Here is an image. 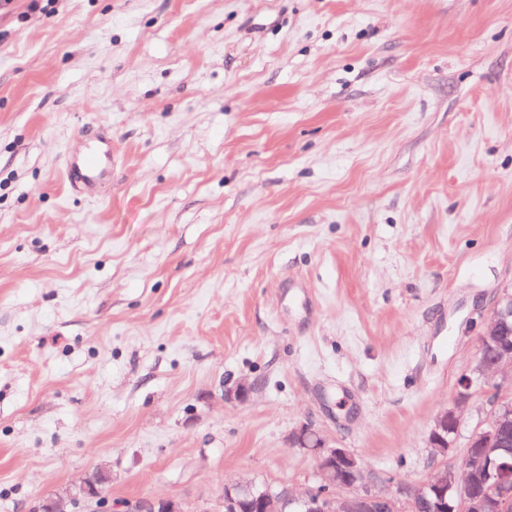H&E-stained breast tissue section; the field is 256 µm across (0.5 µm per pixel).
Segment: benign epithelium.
I'll return each instance as SVG.
<instances>
[{"label":"benign epithelium","instance_id":"benign-epithelium-1","mask_svg":"<svg viewBox=\"0 0 512 512\" xmlns=\"http://www.w3.org/2000/svg\"><path fill=\"white\" fill-rule=\"evenodd\" d=\"M512 289H503L494 304L493 316L479 336V353L475 365L460 376L454 395L458 406L473 396L489 395V376L512 372ZM485 419L469 436L467 447L477 452L466 456L471 474L482 477L475 490L468 475L451 468L430 479L419 488L405 492L407 512H500L512 502V398L499 394L488 403ZM460 421L454 410L440 414L429 434V445L445 455L455 447ZM296 448L310 450L318 458L317 484L298 495L286 483L277 490L254 491L243 483L224 486L223 512H239L242 497H250L255 512H279L296 503L302 512H395L393 500L375 490L356 457L347 449L328 446L307 425L292 436ZM112 482L111 471L100 467L88 473L67 497L42 499L33 512H71L70 506L80 498H96ZM123 512H182L175 498H139L122 504Z\"/></svg>","mask_w":512,"mask_h":512}]
</instances>
